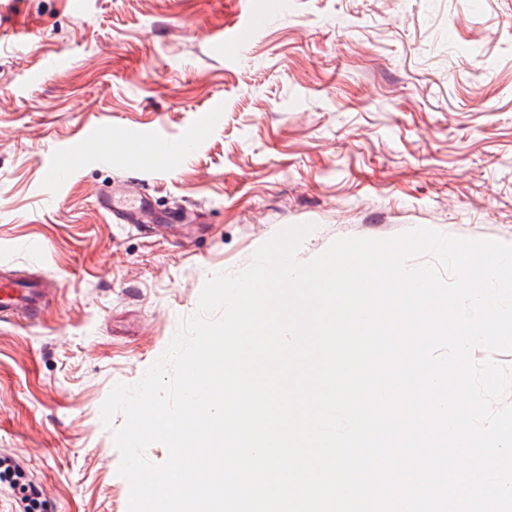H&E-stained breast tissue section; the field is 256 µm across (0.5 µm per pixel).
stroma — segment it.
Returning <instances> with one entry per match:
<instances>
[{"label": "stroma", "mask_w": 512, "mask_h": 512, "mask_svg": "<svg viewBox=\"0 0 512 512\" xmlns=\"http://www.w3.org/2000/svg\"><path fill=\"white\" fill-rule=\"evenodd\" d=\"M139 138L164 161L130 155ZM120 186L206 219L115 223ZM304 223V262L416 227L512 243V0H0V268L50 286L0 315V460L42 512H127L103 402L210 276Z\"/></svg>", "instance_id": "35a3bbf8"}]
</instances>
